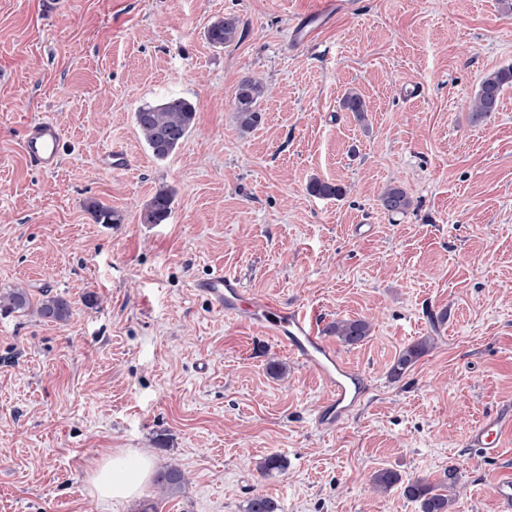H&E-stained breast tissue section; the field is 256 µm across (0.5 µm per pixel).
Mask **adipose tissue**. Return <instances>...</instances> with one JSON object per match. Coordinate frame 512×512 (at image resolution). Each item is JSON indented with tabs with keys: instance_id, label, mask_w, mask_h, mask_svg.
Instances as JSON below:
<instances>
[{
	"instance_id": "obj_1",
	"label": "adipose tissue",
	"mask_w": 512,
	"mask_h": 512,
	"mask_svg": "<svg viewBox=\"0 0 512 512\" xmlns=\"http://www.w3.org/2000/svg\"><path fill=\"white\" fill-rule=\"evenodd\" d=\"M151 461L127 450L113 452L91 474L93 494L101 501L123 500L139 494L152 473Z\"/></svg>"
}]
</instances>
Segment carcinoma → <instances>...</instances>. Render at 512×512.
Masks as SVG:
<instances>
[{
	"mask_svg": "<svg viewBox=\"0 0 512 512\" xmlns=\"http://www.w3.org/2000/svg\"><path fill=\"white\" fill-rule=\"evenodd\" d=\"M209 42L214 46L230 45L240 38L239 23L234 17L216 19L207 30ZM512 86V65L501 67L486 74L479 83L471 103V120L489 119L497 111L500 97L505 88ZM265 89L256 79L243 78L232 102V111L239 128L248 132L260 126L264 112L260 108ZM341 108L357 115L366 111L361 95L354 89L348 90L340 102ZM198 112L197 102L183 96H167L153 103L140 106L135 112V124L152 155L157 159L169 157L190 134ZM310 194L322 198L338 199L345 194L344 188L320 179L308 185ZM382 208L389 214H404L412 201L406 190L395 184L387 186L380 194ZM173 193L168 188L158 190L145 204L140 220L143 224H162L172 213ZM86 211L97 224H119L120 215L112 208L96 200L85 204ZM0 311L36 314L44 321L65 323L72 315V307L65 298L43 294L41 300L31 302L30 293L24 288H9L0 292ZM329 334L342 343L354 346L363 342L370 334L369 323L360 318L339 319L328 326ZM428 351L425 341L405 347L394 360L389 370L390 378L401 380L416 362ZM457 469L448 468L443 480L433 484L425 479L402 481L394 470L382 469L372 477L373 487L388 491L395 486L403 487L406 498L416 502L419 512H451L452 496L448 490L457 483ZM157 484L173 493L183 482V474L177 467H168L156 478ZM243 512H282L281 505L264 495H255L247 500Z\"/></svg>",
	"mask_w": 512,
	"mask_h": 512,
	"instance_id": "obj_1",
	"label": "carcinoma"
}]
</instances>
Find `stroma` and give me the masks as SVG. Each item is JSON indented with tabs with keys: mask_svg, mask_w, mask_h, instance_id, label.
I'll return each instance as SVG.
<instances>
[{
	"mask_svg": "<svg viewBox=\"0 0 512 512\" xmlns=\"http://www.w3.org/2000/svg\"><path fill=\"white\" fill-rule=\"evenodd\" d=\"M59 2L0 0V290L73 307L62 325L0 313V512H243L257 494L283 512H418L401 488L373 493L372 474L435 483L451 465L455 512H500L512 434L497 458L466 434L512 406V87L486 121L468 104L512 65V0H346L309 43L291 22L320 0ZM224 16L242 37L216 47L207 29ZM247 76L267 92L264 124L244 133L232 101ZM350 88L364 121L340 106ZM170 94L199 109L158 160L134 114ZM40 116L63 133L52 172L22 151ZM114 148L127 169L100 164ZM315 177L343 197L311 195ZM389 184L407 213L382 208ZM163 186L170 218L141 223ZM92 199L122 222L95 223ZM220 271L320 325L370 321L359 345L327 338L367 390L335 431L315 426L320 379L198 293ZM119 449L178 467L179 493L150 480L99 501L89 476ZM269 455L284 469L261 473ZM382 208L388 214H404L411 205L412 201L406 190L395 184L388 185L380 194ZM427 351L426 341L416 342L405 347L391 365L390 378L393 381L401 380Z\"/></svg>",
	"mask_w": 512,
	"mask_h": 512,
	"instance_id": "35a3bbf8",
	"label": "stroma"
}]
</instances>
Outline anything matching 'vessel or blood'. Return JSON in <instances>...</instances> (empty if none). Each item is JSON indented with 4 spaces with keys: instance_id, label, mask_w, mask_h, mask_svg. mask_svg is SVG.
<instances>
[{
    "instance_id": "obj_1",
    "label": "vessel or blood",
    "mask_w": 512,
    "mask_h": 512,
    "mask_svg": "<svg viewBox=\"0 0 512 512\" xmlns=\"http://www.w3.org/2000/svg\"><path fill=\"white\" fill-rule=\"evenodd\" d=\"M337 7V0H321L316 14L302 17L294 25L295 39L313 41L319 19L330 16ZM22 149L37 168L56 170L63 158V136L59 126L49 118L30 123L25 129ZM197 290L226 318L260 324L278 338L293 358L324 383L328 396L315 417L318 428L335 429L363 397L362 376L327 344L317 318L308 309L301 306L288 309L273 301L256 300L248 294L241 280L230 273L213 275L200 282ZM510 432L512 408L501 409L469 430L467 445L480 450L484 456L496 457L502 452L504 435Z\"/></svg>"
}]
</instances>
